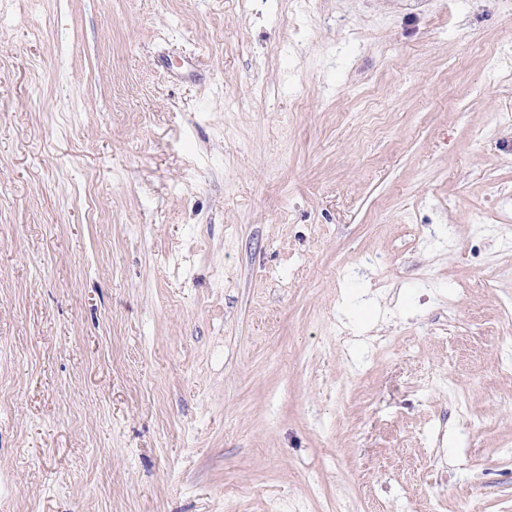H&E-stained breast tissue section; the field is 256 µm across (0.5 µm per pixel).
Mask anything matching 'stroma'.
Returning a JSON list of instances; mask_svg holds the SVG:
<instances>
[{"instance_id":"1","label":"stroma","mask_w":512,"mask_h":512,"mask_svg":"<svg viewBox=\"0 0 512 512\" xmlns=\"http://www.w3.org/2000/svg\"><path fill=\"white\" fill-rule=\"evenodd\" d=\"M0 512H512V0H0Z\"/></svg>"}]
</instances>
